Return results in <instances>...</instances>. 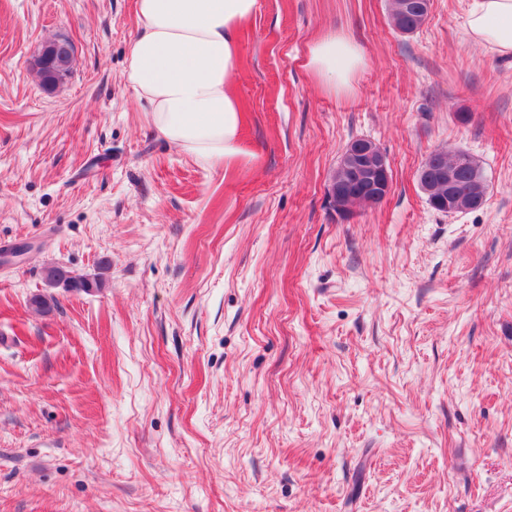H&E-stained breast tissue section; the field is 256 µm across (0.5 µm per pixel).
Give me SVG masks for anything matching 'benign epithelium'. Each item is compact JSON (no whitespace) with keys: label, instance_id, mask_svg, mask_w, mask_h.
<instances>
[{"label":"benign epithelium","instance_id":"obj_1","mask_svg":"<svg viewBox=\"0 0 512 512\" xmlns=\"http://www.w3.org/2000/svg\"><path fill=\"white\" fill-rule=\"evenodd\" d=\"M74 46L65 38H55L45 42L41 56L48 62L42 71L41 80L47 86L62 81L68 62L73 58ZM345 175L342 179L331 180L328 196L331 203L341 213H351L357 203H376L384 200L391 187V174L385 155L377 145L364 139L351 143L345 158Z\"/></svg>","mask_w":512,"mask_h":512}]
</instances>
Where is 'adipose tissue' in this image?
<instances>
[{
    "label": "adipose tissue",
    "mask_w": 512,
    "mask_h": 512,
    "mask_svg": "<svg viewBox=\"0 0 512 512\" xmlns=\"http://www.w3.org/2000/svg\"><path fill=\"white\" fill-rule=\"evenodd\" d=\"M260 0H135L137 29L126 78L153 127L203 163L237 152L242 114L231 76L241 26ZM469 38L499 58L512 57V0H470ZM363 64L358 48L332 33L314 42L307 65L332 88L350 87Z\"/></svg>",
    "instance_id": "obj_1"
}]
</instances>
